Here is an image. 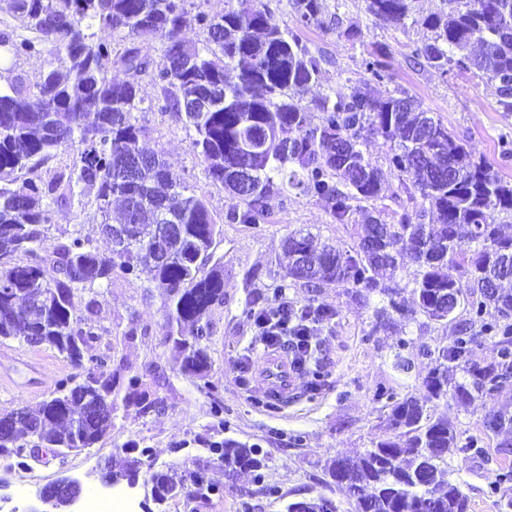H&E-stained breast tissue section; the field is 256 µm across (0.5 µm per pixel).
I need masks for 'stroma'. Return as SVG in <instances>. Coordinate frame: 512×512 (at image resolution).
<instances>
[{"label":"stroma","mask_w":512,"mask_h":512,"mask_svg":"<svg viewBox=\"0 0 512 512\" xmlns=\"http://www.w3.org/2000/svg\"><path fill=\"white\" fill-rule=\"evenodd\" d=\"M326 5L328 30L302 33L304 42L323 58L321 78L305 91L304 103L346 84L360 86L362 58L370 51L382 52L390 79L379 85L380 93L408 92L466 140L475 157L512 179V158L501 153L502 140H512V112L501 111L497 82L414 64L412 51L424 39V30L381 25L366 12L363 0H326ZM351 26L361 31V39L343 36V29ZM141 120L149 130L147 148L162 155L224 221L216 252L224 265V304L211 314V376L216 391H201L183 374L178 352L165 341L168 328L161 301L146 291L145 280L114 281L94 317L110 334L91 352L111 353L132 371L144 374L149 391L161 398L163 408L145 415L118 414L111 431L94 447L63 458L46 457L26 470L9 467L0 458V476L9 481L0 494V512H27L39 490L64 473L83 479L84 496L104 494L108 490L92 478V471L99 464L123 459L131 441L149 448L152 469L141 472L142 482L135 489L122 484L108 492L126 499L132 512H143L145 501L152 512H191L178 498L153 503L147 479L153 471L181 470L199 462L207 463L209 478L221 488L219 497L202 512H284L287 501L319 495L345 501L343 490L324 484L323 464L339 456H356L387 436L386 410L374 400L375 388H390L401 398L417 393L430 364L421 347L453 346L467 312L457 310L455 321L447 324L428 321L415 314L413 294L406 290L402 293L406 314L380 320L376 311L383 305L381 297H355L336 286L315 297L301 288L287 289L289 301L300 306L314 302L331 312L312 338L324 382L318 391H311L309 375L297 372V393L278 412L267 413L255 404L262 396L258 384L262 357L246 353L257 333L248 311L274 302L277 257L289 233L306 229L316 242L344 248L351 243L350 229L333 223L324 203L296 191L273 194L268 216L258 226L226 223L224 217L236 200L207 179L192 150V129L172 112H146ZM132 319L147 333L127 341L119 332ZM403 357L410 361L405 371L398 366ZM71 371L56 351L0 340V414L22 405L37 407L53 391L56 380ZM216 401L224 408L219 418L211 412ZM492 410L512 412V393L479 397L466 406L451 401L431 410L457 430L460 449L449 455L448 468L464 482L470 512H498L490 490L501 473L512 468V433L493 434L481 428L484 415ZM219 432L261 450L266 458L264 482L276 487L278 496L243 499V479L225 474L205 445ZM472 441L476 451L465 452Z\"/></svg>","instance_id":"obj_1"}]
</instances>
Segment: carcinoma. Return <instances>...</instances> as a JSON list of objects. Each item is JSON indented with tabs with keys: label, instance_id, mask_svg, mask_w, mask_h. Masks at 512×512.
Here are the masks:
<instances>
[{
	"label": "carcinoma",
	"instance_id": "1",
	"mask_svg": "<svg viewBox=\"0 0 512 512\" xmlns=\"http://www.w3.org/2000/svg\"><path fill=\"white\" fill-rule=\"evenodd\" d=\"M366 2L384 24L430 32L413 50L417 65L493 80L501 109L512 112V0H446L447 9L419 19L411 17V0ZM289 5L299 25L324 27V0ZM12 13L33 36L1 37L5 54L31 56L47 47L51 59L33 89L10 68L0 74V339L54 349L87 374L57 380L35 411L20 406L1 415L0 457L26 468L39 448L92 447L121 410L145 415L161 408L142 376L123 364L105 376L93 373L111 355L85 359L86 349L109 334L91 319L99 298L114 280L134 279L144 269L161 299L166 341L179 352L185 374L214 392L207 381L208 314L224 304V267L216 258L220 222L158 154L144 149L148 128L139 114L156 109L180 114L193 128L192 148L207 178L239 200L226 214L229 222L255 226L267 217L273 193L296 189L324 201L334 222L352 227L346 250L316 249L310 234L290 233L274 294L336 284L385 297L380 315L401 313L397 278L407 249L418 312L443 322L466 309L469 320L454 346L434 352L422 393L399 399L385 386L376 388L392 434L350 458L348 472L339 457L325 475L345 485L353 512H469L464 483L448 470V453L461 451L456 430L428 405L512 388V292L502 288L512 281V235L495 222L496 214L512 213V181L475 158L415 98L398 91L375 95L372 84L389 74L374 52L362 59L371 75L363 86L333 90L312 108L302 104L296 92L319 81L322 57L280 27L264 0H226L220 14L190 0H12ZM195 28L206 33L201 44L188 38ZM154 41L162 47L157 60L140 50ZM109 58L127 75H148L154 97L144 95L138 80L114 82L103 66ZM230 70L234 82L227 79ZM196 93L208 96L203 112L184 106ZM372 136L391 143L386 161L398 178L394 200L402 212L390 221L386 209L362 206L381 197L379 169L362 149ZM62 151L72 152L70 162L50 165ZM58 208H91L101 222L91 229L74 225L43 253ZM82 295L88 297L83 317L73 311ZM490 307L497 317L489 322ZM480 338L495 341V362H470ZM292 363L310 374V390H317L321 370L312 353L299 351ZM451 364L467 382L448 378ZM482 426L497 433L512 429V418L490 412ZM208 450L224 469L251 476L255 488L244 487V495L279 493L263 484L264 459L255 447L222 438L209 441ZM151 479L161 501L205 505L220 493L205 464ZM340 509L324 495L286 506V512Z\"/></svg>",
	"mask_w": 512,
	"mask_h": 512
}]
</instances>
